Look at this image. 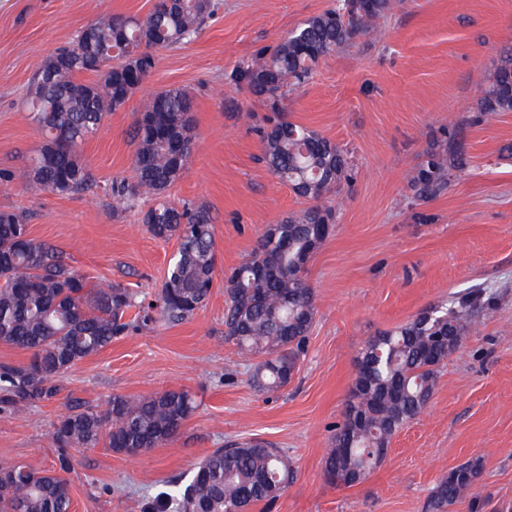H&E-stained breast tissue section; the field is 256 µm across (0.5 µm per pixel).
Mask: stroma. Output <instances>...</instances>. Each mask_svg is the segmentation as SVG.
I'll use <instances>...</instances> for the list:
<instances>
[{
	"mask_svg": "<svg viewBox=\"0 0 512 512\" xmlns=\"http://www.w3.org/2000/svg\"><path fill=\"white\" fill-rule=\"evenodd\" d=\"M156 0H0V173L25 169L41 144L25 99L36 64L98 15H148ZM190 41L156 50V67L80 152L97 194H36L0 183V210L26 214L32 237L57 249L90 283L133 292L130 327L58 381L46 401L0 405V457L58 469L57 417L77 404L106 409L116 395L191 392L197 409L178 435L137 458L105 446L71 448V512H133L214 449L256 438L286 451L297 476L253 512H424L453 467L481 459L477 490L512 507V112L467 130L470 166L439 197L407 208L405 175L445 127L464 123L481 85L512 48V0H400L377 41L360 37L319 61L288 100L291 122L346 149L354 178L332 195L336 224L307 266L317 316L290 384L250 382L251 366L224 340V273L256 249L268 225L305 207L261 160L257 132L271 111L230 73L336 0H219ZM180 87L194 99L198 147L168 201L207 207L216 242L213 286L185 321L155 318L177 239L154 238L148 202H113L133 177L132 132L149 95ZM468 288L496 292L498 310L451 356L426 413L392 439L362 483L331 485L323 463L363 343Z\"/></svg>",
	"mask_w": 512,
	"mask_h": 512,
	"instance_id": "stroma-1",
	"label": "stroma"
}]
</instances>
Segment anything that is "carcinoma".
Segmentation results:
<instances>
[{
    "instance_id": "1",
    "label": "carcinoma",
    "mask_w": 512,
    "mask_h": 512,
    "mask_svg": "<svg viewBox=\"0 0 512 512\" xmlns=\"http://www.w3.org/2000/svg\"><path fill=\"white\" fill-rule=\"evenodd\" d=\"M396 0H336V8L314 15L257 53L234 75L273 112L286 111L287 94L311 76L322 57L359 36L378 34L380 20ZM214 0H157L152 12L132 17L105 15L89 31L36 66L27 96L28 118L44 138L40 153L22 174L36 191L72 194L96 182L81 158V144L95 134L110 112L122 109L138 88L132 75L147 78L156 65L154 49L194 38L216 13ZM91 74L95 79L82 81ZM193 100L182 88L146 99L133 139L135 180L112 186L117 203L132 208L144 197L161 198L181 177L197 149ZM497 112H512V50L503 53L481 87L466 124L478 125ZM464 128L456 126L424 152L407 174L411 195L402 203L440 196L450 178L469 167ZM262 161L278 183L291 187L310 205L267 227L257 249L226 275L225 341L256 359L252 382L275 392L291 382L317 315L307 265L329 238L323 226L336 223L323 197L348 182L351 164L336 143L284 118L263 131ZM156 238H175L157 308L175 324L190 318L208 298L215 273V231L209 211L162 202L143 213ZM134 294L120 284L89 287L87 279L47 243L29 235L27 218L0 210V342L30 353L28 362L0 368V401L33 404L57 392L59 378L124 334ZM496 311L495 296L467 289L430 307L410 321L368 338L355 358L356 377L324 457V475L337 487H351L387 455L392 438L423 415L434 395L441 368L482 321ZM197 409L184 389L148 396L115 395L109 407L72 408L53 424L59 447L109 449L141 455L175 437ZM71 464L61 471H36L0 459V512H70ZM481 463L466 461L448 471L428 497L426 512H449L469 500ZM296 476L288 455L257 440L217 448L199 461L190 479L175 483L157 503L158 512H250L280 498Z\"/></svg>"
}]
</instances>
